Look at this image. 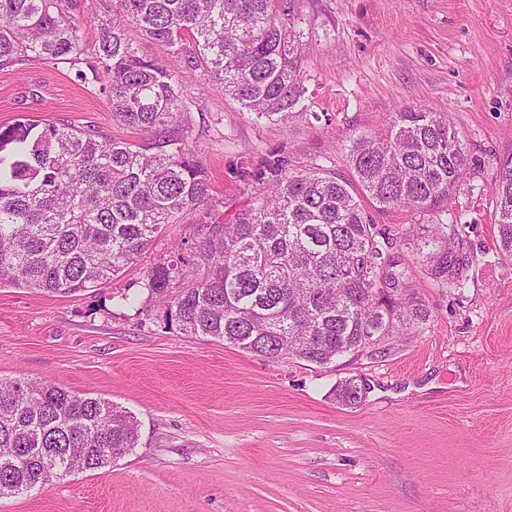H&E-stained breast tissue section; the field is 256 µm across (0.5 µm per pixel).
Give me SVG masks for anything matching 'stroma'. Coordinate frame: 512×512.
Listing matches in <instances>:
<instances>
[{"label":"stroma","instance_id":"obj_1","mask_svg":"<svg viewBox=\"0 0 512 512\" xmlns=\"http://www.w3.org/2000/svg\"><path fill=\"white\" fill-rule=\"evenodd\" d=\"M298 13L304 108L285 118L242 111L203 70L127 30L140 56L183 80L213 217L229 223L253 205L263 186L252 175L273 163L350 176L356 138L423 105L447 113L474 160L443 218L465 225V286L435 285L406 234L432 214L372 204L431 316L328 365L115 314L113 293L172 257L183 224L100 288L0 283V379L50 380L141 423L138 447L111 466L2 497L0 512H512V261L490 190L512 157V0H300ZM23 116L135 137L65 65L0 70V125ZM353 375L365 394L349 406L334 390Z\"/></svg>","mask_w":512,"mask_h":512}]
</instances>
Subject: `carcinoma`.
Segmentation results:
<instances>
[{
  "label": "carcinoma",
  "mask_w": 512,
  "mask_h": 512,
  "mask_svg": "<svg viewBox=\"0 0 512 512\" xmlns=\"http://www.w3.org/2000/svg\"><path fill=\"white\" fill-rule=\"evenodd\" d=\"M88 18V53L77 0H0V70L37 59L67 64L98 87L138 140L94 127L31 118L0 126V282L75 295L137 263L168 224L191 218L193 236L174 258L149 267L137 288L112 296L119 309L149 312L185 336H206L276 360L324 365L363 350L395 328L427 320L405 298L411 270L392 253L362 204L448 208L468 170V152L445 112L424 106L391 116L382 133L356 139L352 178L271 169L267 190L234 222L208 220L209 178L189 143L190 110L180 76L137 54L140 34L182 54L257 117L295 111L302 98L303 44L293 30L298 0H99ZM498 245L512 261V159L491 179ZM459 224L417 225L434 281L460 288L470 257ZM361 402L356 380L336 387ZM128 410L54 382L0 380V496L28 493L71 473L56 466L82 448L83 471L108 467L138 447Z\"/></svg>",
  "instance_id": "carcinoma-1"
}]
</instances>
